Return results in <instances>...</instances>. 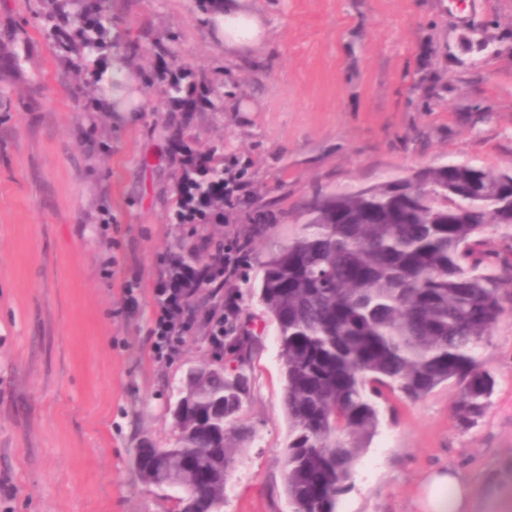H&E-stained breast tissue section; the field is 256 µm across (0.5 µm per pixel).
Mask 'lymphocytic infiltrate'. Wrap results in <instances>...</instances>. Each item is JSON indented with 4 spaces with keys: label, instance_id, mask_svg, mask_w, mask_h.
<instances>
[{
    "label": "lymphocytic infiltrate",
    "instance_id": "obj_1",
    "mask_svg": "<svg viewBox=\"0 0 512 512\" xmlns=\"http://www.w3.org/2000/svg\"><path fill=\"white\" fill-rule=\"evenodd\" d=\"M246 171L236 161L224 165V219L232 221L251 202ZM247 252L245 241L225 237L221 246L208 249L201 265H179L170 256L160 260L159 277L154 290L155 309L152 334L156 355L173 354L185 336L201 321L213 323L211 341L223 346L224 330L238 316V270ZM210 289L218 302L210 313H202L193 298L200 289Z\"/></svg>",
    "mask_w": 512,
    "mask_h": 512
}]
</instances>
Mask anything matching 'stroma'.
Segmentation results:
<instances>
[{
    "label": "stroma",
    "mask_w": 512,
    "mask_h": 512,
    "mask_svg": "<svg viewBox=\"0 0 512 512\" xmlns=\"http://www.w3.org/2000/svg\"><path fill=\"white\" fill-rule=\"evenodd\" d=\"M270 35L230 61L197 0H115L112 28L140 42V109L101 112L105 88L75 94L33 0H0L20 27L19 71L0 70V512H177L173 491L140 481L138 448L174 440L168 412L189 368L216 349L197 326L169 357L153 351L160 256L197 247L169 221L177 157L158 127L173 74L224 94L220 112H185L196 151L235 155L253 207L233 233L249 246L237 326L253 331L240 416L255 430L226 481L223 512H291L274 323L258 297L269 240L300 229L313 192L358 190L448 162L512 167V0H251ZM180 34L178 58L159 45ZM250 104L247 112L238 111ZM493 380L485 415L459 427L462 386L383 401L382 422L337 512H420L431 470L476 488L471 512H512V310L480 349Z\"/></svg>",
    "instance_id": "35a3bbf8"
}]
</instances>
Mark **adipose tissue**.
<instances>
[{
    "instance_id": "ef3b65f1",
    "label": "adipose tissue",
    "mask_w": 512,
    "mask_h": 512,
    "mask_svg": "<svg viewBox=\"0 0 512 512\" xmlns=\"http://www.w3.org/2000/svg\"><path fill=\"white\" fill-rule=\"evenodd\" d=\"M216 33L230 56L246 55L258 49L267 37L268 28L249 0H224V11L215 18ZM474 496L471 485L452 470L432 473L424 488V512H468Z\"/></svg>"
}]
</instances>
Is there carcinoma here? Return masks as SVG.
Listing matches in <instances>:
<instances>
[{"mask_svg": "<svg viewBox=\"0 0 512 512\" xmlns=\"http://www.w3.org/2000/svg\"><path fill=\"white\" fill-rule=\"evenodd\" d=\"M67 22L80 39L58 37L56 16L34 13L54 39L78 96L98 90L99 58L112 40V0H67ZM174 112H195L210 96L182 74L166 90ZM204 169H179L173 224H185L181 188L209 200L198 224L224 223V156ZM303 229L272 249L264 263L261 301L276 324L285 376L283 405L290 440L281 459L293 512H336L380 423L379 400L398 392L417 401L457 379L455 413L469 427L484 415L492 378L478 351L505 312L512 289V170L448 163L356 191L317 193L301 207ZM501 232L497 250L483 232ZM252 337L238 336L227 364L200 369L178 390L177 430L166 449L168 476L192 460L197 480L178 486V512H221L237 448L255 432L240 418L248 390Z\"/></svg>", "mask_w": 512, "mask_h": 512, "instance_id": "carcinoma-1", "label": "carcinoma"}]
</instances>
